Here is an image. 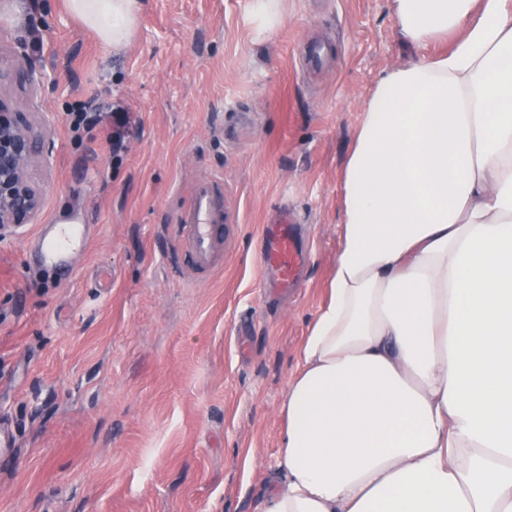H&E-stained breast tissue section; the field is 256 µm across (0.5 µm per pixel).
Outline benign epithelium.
<instances>
[{"instance_id":"7a95c632","label":"benign epithelium","mask_w":512,"mask_h":512,"mask_svg":"<svg viewBox=\"0 0 512 512\" xmlns=\"http://www.w3.org/2000/svg\"><path fill=\"white\" fill-rule=\"evenodd\" d=\"M36 149L29 125L12 117L0 99V239L31 223L41 208V195L27 178Z\"/></svg>"}]
</instances>
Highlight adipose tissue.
I'll list each match as a JSON object with an SVG mask.
<instances>
[{
	"label": "adipose tissue",
	"instance_id": "obj_1",
	"mask_svg": "<svg viewBox=\"0 0 512 512\" xmlns=\"http://www.w3.org/2000/svg\"><path fill=\"white\" fill-rule=\"evenodd\" d=\"M106 46L140 0H65ZM326 298L259 512H512V0H390Z\"/></svg>",
	"mask_w": 512,
	"mask_h": 512
}]
</instances>
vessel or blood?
Masks as SVG:
<instances>
[{"mask_svg": "<svg viewBox=\"0 0 512 512\" xmlns=\"http://www.w3.org/2000/svg\"><path fill=\"white\" fill-rule=\"evenodd\" d=\"M224 195L222 180L211 178L201 182L190 205L179 215L176 226L179 248L186 251L196 272L212 271L222 259L224 242L221 231L225 212L220 204ZM85 235L77 224H61L55 229L51 243L41 250V257L50 266L64 265L73 252L83 249ZM300 259L292 226L287 216L268 226L263 233L262 261L274 271L282 286L295 280V268Z\"/></svg>", "mask_w": 512, "mask_h": 512, "instance_id": "b4317fda", "label": "vessel or blood"}]
</instances>
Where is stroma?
I'll return each instance as SVG.
<instances>
[{
	"mask_svg": "<svg viewBox=\"0 0 512 512\" xmlns=\"http://www.w3.org/2000/svg\"><path fill=\"white\" fill-rule=\"evenodd\" d=\"M16 6L0 0V98L38 138L42 208L0 240V512H257L339 248L353 135L383 75L449 43L405 44L389 0H280L264 34L253 0H142L116 48L61 0L22 24ZM98 101L130 116L120 161L111 120L71 125ZM211 177L224 260L197 278L175 266L173 226ZM284 209L309 260L271 303L260 238ZM77 216L86 249L42 264L39 234Z\"/></svg>",
	"mask_w": 512,
	"mask_h": 512,
	"instance_id": "35a3bbf8",
	"label": "stroma"
}]
</instances>
